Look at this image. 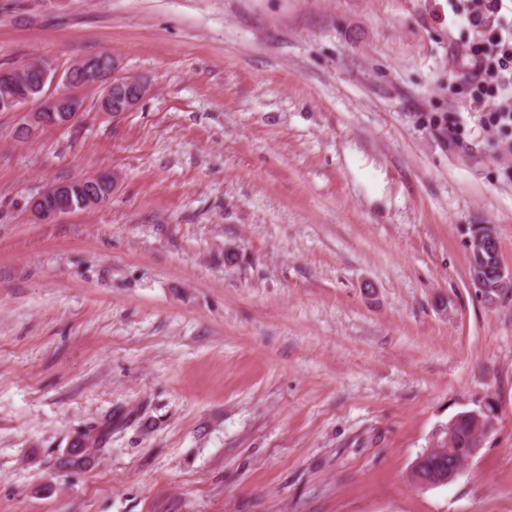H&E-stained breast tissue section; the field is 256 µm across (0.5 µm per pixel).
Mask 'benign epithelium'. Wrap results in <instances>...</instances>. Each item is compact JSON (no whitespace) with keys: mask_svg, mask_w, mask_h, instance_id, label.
Instances as JSON below:
<instances>
[{"mask_svg":"<svg viewBox=\"0 0 512 512\" xmlns=\"http://www.w3.org/2000/svg\"><path fill=\"white\" fill-rule=\"evenodd\" d=\"M108 64L106 68L97 70L90 67V64H84L86 69L85 78L90 80V84L103 88V95L100 100V108L103 114L111 117L118 116L119 112H132L136 110L150 92V86L137 78H125L123 82L126 88L122 93L115 92L118 83L108 81L109 75L115 73L119 68V61L115 56H107ZM41 80L36 84L29 85L28 93L21 99V104L11 108V111L18 112L22 106L36 102L38 107L25 113L24 120L18 125L17 137L26 140L33 137L40 129L49 125L55 127H65L74 122L80 113L75 111L78 103V89L72 81L71 73H66L65 83L71 87L67 94L49 95L46 92V86L55 79V70L50 62L40 65ZM106 198L99 192L88 191L79 199L78 204H73L72 193L69 185L64 183H55L34 196L29 203V210L32 220L38 224L46 223L54 218L76 211V207L92 208L105 202ZM495 234L492 229H486L476 233L469 239V250L471 258L475 259L472 266V276L478 287L485 292H494L496 288L486 282L483 274L484 267L479 265V260L484 258V254L489 252V247L493 245ZM491 402H486L480 410L470 412L476 421V429L472 435L470 456H475L482 447L485 436L494 428L496 413L488 411ZM465 463L453 461L448 464L447 472H433L420 482L425 487L439 486L453 481L463 470Z\"/></svg>","mask_w":512,"mask_h":512,"instance_id":"1","label":"benign epithelium"}]
</instances>
